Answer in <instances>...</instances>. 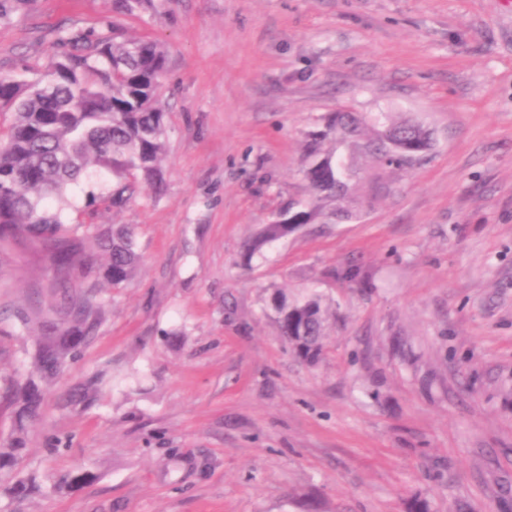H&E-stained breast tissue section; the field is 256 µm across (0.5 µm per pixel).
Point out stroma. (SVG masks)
<instances>
[{"mask_svg":"<svg viewBox=\"0 0 512 512\" xmlns=\"http://www.w3.org/2000/svg\"><path fill=\"white\" fill-rule=\"evenodd\" d=\"M31 0L0 23V75L55 59L54 31L103 18L169 50L161 193L105 209L73 185L71 222L137 230L124 287L28 427L0 512H512V0ZM337 112L372 134L427 129L419 160L325 142L355 173L350 218L247 245L312 190L301 169ZM356 278H346L348 268ZM320 296L322 353L288 348L270 309ZM59 321L42 256L0 247V444L7 380L35 350L14 313ZM102 374L98 401L61 408ZM95 480L60 487L77 466Z\"/></svg>","mask_w":512,"mask_h":512,"instance_id":"stroma-1","label":"stroma"}]
</instances>
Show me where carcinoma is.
<instances>
[{"label": "carcinoma", "instance_id": "cac0c4a2", "mask_svg": "<svg viewBox=\"0 0 512 512\" xmlns=\"http://www.w3.org/2000/svg\"><path fill=\"white\" fill-rule=\"evenodd\" d=\"M29 0H0V22L25 8ZM59 50L44 75L19 81L0 75V109L8 107L14 120L0 135V243L25 239L47 253L55 280L82 278L81 290L67 296L64 318L39 326L31 370L13 389L16 435L0 448V472H10L25 450V423L35 417L62 368L74 358L102 324L96 302L97 282L88 280L99 268L114 287L134 277L139 256L135 231L127 225L104 231L68 224L69 186L89 169L112 172L117 185L103 202L123 206L133 197L129 179L136 176L157 184L165 154V109L160 96L166 72L167 47L146 37H129L117 24H105L97 34L71 29L55 32ZM362 121L338 112L327 122L322 138L354 136ZM432 140L421 126L397 122L374 133L366 148L388 164H402L429 150ZM314 196L306 208L289 211L265 225L248 246H262L298 231L319 215V201L330 198L346 211L351 174L327 156L305 168ZM53 197L57 211L43 206ZM93 236L96 252L85 250ZM271 306L281 335L296 355L313 363L326 337L327 312L319 296L288 302L276 292ZM97 379L78 384L66 406H87L97 393Z\"/></svg>", "mask_w": 512, "mask_h": 512}]
</instances>
